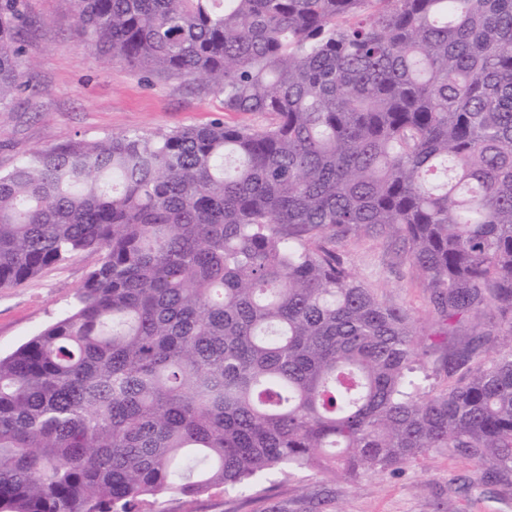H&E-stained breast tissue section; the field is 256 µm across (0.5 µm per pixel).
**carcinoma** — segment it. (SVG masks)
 I'll return each instance as SVG.
<instances>
[{"label": "carcinoma", "mask_w": 512, "mask_h": 512, "mask_svg": "<svg viewBox=\"0 0 512 512\" xmlns=\"http://www.w3.org/2000/svg\"><path fill=\"white\" fill-rule=\"evenodd\" d=\"M77 37L258 125L132 131L0 171V288L96 256L0 357V512H145L169 493L455 452L512 474V0H72ZM28 23L0 0V112ZM388 231L443 324L504 310L427 390L417 327L332 240Z\"/></svg>", "instance_id": "cac0c4a2"}]
</instances>
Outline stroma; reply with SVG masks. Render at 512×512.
<instances>
[{
  "mask_svg": "<svg viewBox=\"0 0 512 512\" xmlns=\"http://www.w3.org/2000/svg\"><path fill=\"white\" fill-rule=\"evenodd\" d=\"M35 22L27 34L20 82L26 88L12 111L0 112V169L48 146L98 139L127 131L199 126L220 117L229 125H255L261 115L225 111L221 97L197 82L149 79L125 63L102 64L96 51L74 38L71 0H26ZM346 267L385 304L409 312L422 329L429 384L447 389L464 371L448 361L475 330L487 331L498 316L465 319L453 336L430 297L432 290L405 260L400 241L362 233L336 242ZM94 256L49 265L35 277L0 288V355L37 335L74 302ZM512 512V476L489 478L487 468L457 453L430 454L394 472L351 483L314 471L270 473L255 485L199 496L174 493L157 512Z\"/></svg>",
  "mask_w": 512,
  "mask_h": 512,
  "instance_id": "1",
  "label": "stroma"
}]
</instances>
